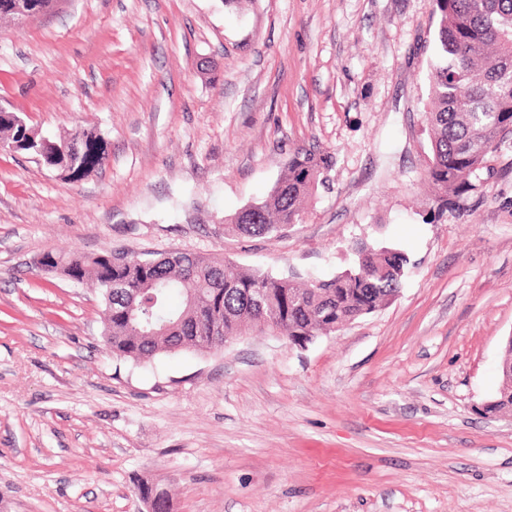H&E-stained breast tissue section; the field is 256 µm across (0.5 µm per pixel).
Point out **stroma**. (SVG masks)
<instances>
[{
    "label": "stroma",
    "instance_id": "stroma-1",
    "mask_svg": "<svg viewBox=\"0 0 512 512\" xmlns=\"http://www.w3.org/2000/svg\"><path fill=\"white\" fill-rule=\"evenodd\" d=\"M433 0H62L0 25V105L97 130L78 180L0 148V512H512V147L457 205L425 182ZM300 146L329 153L299 224L224 218ZM410 258L386 307L299 346L254 329L135 364L54 250L220 254L326 279Z\"/></svg>",
    "mask_w": 512,
    "mask_h": 512
}]
</instances>
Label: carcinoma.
Wrapping results in <instances>:
<instances>
[{"label":"carcinoma","mask_w":512,"mask_h":512,"mask_svg":"<svg viewBox=\"0 0 512 512\" xmlns=\"http://www.w3.org/2000/svg\"><path fill=\"white\" fill-rule=\"evenodd\" d=\"M436 57L430 65L428 153L425 176L444 212L474 188L472 178L512 144V0H434ZM15 116H0V142L19 141L64 163L78 179L102 165L94 130L76 128L57 138H31ZM332 157L296 148L262 198L224 219V230L276 235L298 223L303 205L326 181ZM355 265L308 282L235 268L211 254L44 252L36 264L74 283L93 282L104 304L105 343L134 363L182 350L209 353L224 341L261 326L302 344L373 312L401 286L407 253L390 245L355 248Z\"/></svg>","instance_id":"obj_1"}]
</instances>
